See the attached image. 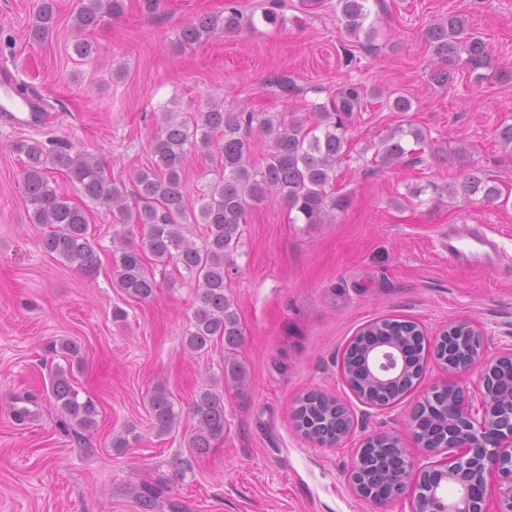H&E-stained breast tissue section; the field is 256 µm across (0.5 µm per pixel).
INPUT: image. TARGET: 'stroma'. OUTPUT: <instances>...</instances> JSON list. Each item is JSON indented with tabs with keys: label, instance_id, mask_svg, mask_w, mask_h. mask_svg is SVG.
I'll list each match as a JSON object with an SVG mask.
<instances>
[{
	"label": "stroma",
	"instance_id": "stroma-1",
	"mask_svg": "<svg viewBox=\"0 0 512 512\" xmlns=\"http://www.w3.org/2000/svg\"><path fill=\"white\" fill-rule=\"evenodd\" d=\"M39 2L0 0V64L36 89L52 115L39 130H0V512H409L406 495L377 508L359 500L348 474L362 440L382 432L403 434L406 453L424 459L406 424L422 393L446 375L427 362L415 388L380 411L344 384L342 353L380 318L412 320L430 334L467 318L483 326L489 353L512 342V152L497 137L512 123V0H368L371 40L344 31L336 0H157L150 8L123 0V12L90 33L98 53L89 60L70 48L78 0H57L52 34L30 40ZM231 6L252 25L181 45L188 24ZM269 12L277 24L265 21ZM451 14L489 42L492 66L457 70L440 84L434 75L443 65L424 33ZM281 75L294 82L293 95L271 85ZM347 83L367 91L364 108L347 120L349 155L333 181L348 203L322 224L291 223L272 194L250 203L224 272L238 346L218 340L200 355L184 349L197 290L174 266L149 300L116 288L112 256L141 244L142 227L113 222L60 172L58 192L87 213L99 272L84 275L43 249L50 227L29 219L16 141L96 155L137 208L130 177L153 161L149 142L161 112L192 113L214 97L228 111L309 121ZM393 93L410 101L409 111L390 109ZM397 126L425 132V142L403 141L416 162L383 161L380 143ZM469 176L494 181L501 198L439 195ZM464 222L486 225L500 265L449 264L440 236ZM63 339L81 347L85 368L74 380L96 403V429L65 419L50 394L49 369L61 362L51 346ZM229 357L244 383L225 378ZM158 385L181 414L165 435L146 411ZM209 387L224 396V437L200 454L187 446L190 408ZM310 390L350 408L354 430L340 445H313L295 428L294 404ZM29 393L37 401L17 423L11 407ZM128 429L135 441L114 447Z\"/></svg>",
	"mask_w": 512,
	"mask_h": 512
}]
</instances>
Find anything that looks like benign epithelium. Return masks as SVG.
I'll return each instance as SVG.
<instances>
[{
	"label": "benign epithelium",
	"instance_id": "1",
	"mask_svg": "<svg viewBox=\"0 0 512 512\" xmlns=\"http://www.w3.org/2000/svg\"><path fill=\"white\" fill-rule=\"evenodd\" d=\"M417 334L370 337L361 365L343 356L341 378L361 403L385 410L396 403L383 397L386 388L431 357L448 381L427 391L420 405L445 412L448 428L432 435L411 416L409 433L427 462L403 455L404 472L389 484L371 481L365 458L392 443L402 447L401 438L390 432L366 438L348 478L351 491L374 506L409 492L411 512H512V347L487 354L484 331L465 318L449 320L432 336L419 326ZM361 368L370 383L358 380Z\"/></svg>",
	"mask_w": 512,
	"mask_h": 512
}]
</instances>
